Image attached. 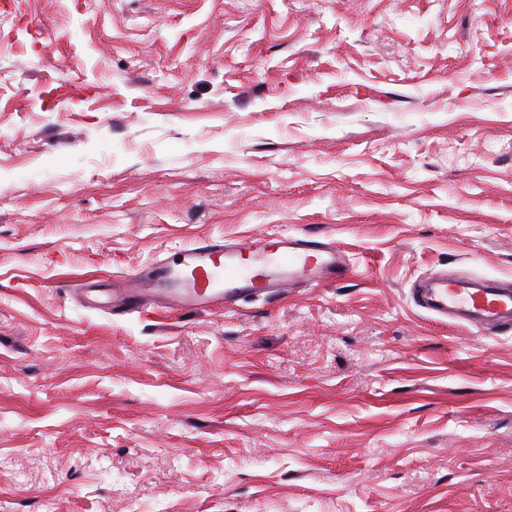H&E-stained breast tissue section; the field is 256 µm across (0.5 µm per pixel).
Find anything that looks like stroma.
<instances>
[{
    "instance_id": "obj_1",
    "label": "stroma",
    "mask_w": 512,
    "mask_h": 512,
    "mask_svg": "<svg viewBox=\"0 0 512 512\" xmlns=\"http://www.w3.org/2000/svg\"><path fill=\"white\" fill-rule=\"evenodd\" d=\"M354 271L235 310L83 283L207 238ZM512 0L0 9V512H512ZM419 307L438 315L469 314L487 329L512 326V289L507 286L461 288L448 276H438L431 288H413Z\"/></svg>"
}]
</instances>
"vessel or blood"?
<instances>
[{"instance_id": "1", "label": "vessel or blood", "mask_w": 512, "mask_h": 512, "mask_svg": "<svg viewBox=\"0 0 512 512\" xmlns=\"http://www.w3.org/2000/svg\"><path fill=\"white\" fill-rule=\"evenodd\" d=\"M353 265L344 248L333 241L300 236L252 235L240 240L207 239L182 250L177 259L155 261L148 270L131 274L125 287L107 300L79 286L90 310L136 313L151 300L168 311L198 312L217 306L234 309L245 298L284 294L299 287L338 281ZM415 301L442 316L469 314L487 329L512 326V288H463L444 276L431 287L413 291Z\"/></svg>"}]
</instances>
